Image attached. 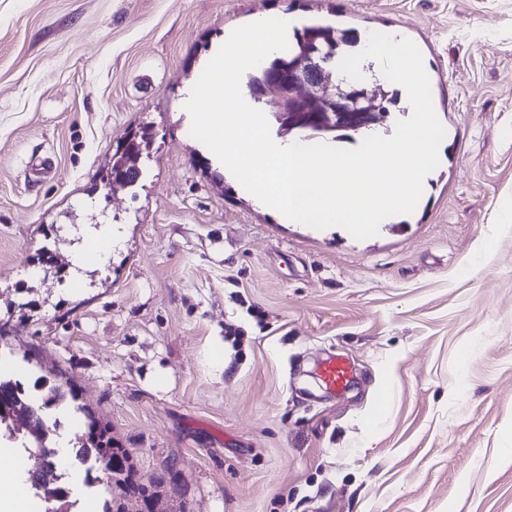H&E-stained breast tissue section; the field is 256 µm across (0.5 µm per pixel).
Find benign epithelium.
Listing matches in <instances>:
<instances>
[{
	"instance_id": "obj_1",
	"label": "benign epithelium",
	"mask_w": 512,
	"mask_h": 512,
	"mask_svg": "<svg viewBox=\"0 0 512 512\" xmlns=\"http://www.w3.org/2000/svg\"><path fill=\"white\" fill-rule=\"evenodd\" d=\"M333 58L322 61L309 58L296 66H290L270 74L262 83L259 97L277 113L287 125L301 124L318 130L358 131L374 124L381 116L380 102L383 90L370 91L356 80H340L331 83L329 68ZM125 157L118 173L111 176L106 188L116 184L133 183L139 171ZM34 466L28 470L29 479L37 488L50 495L60 494L51 477L55 464L39 454L31 455Z\"/></svg>"
}]
</instances>
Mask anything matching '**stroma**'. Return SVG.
Returning <instances> with one entry per match:
<instances>
[{"label":"stroma","instance_id":"obj_1","mask_svg":"<svg viewBox=\"0 0 512 512\" xmlns=\"http://www.w3.org/2000/svg\"><path fill=\"white\" fill-rule=\"evenodd\" d=\"M285 14L422 54L440 164L376 236L280 223L190 134L211 44ZM86 224L125 240L72 289ZM0 373L70 381L138 484L173 468L163 512H512V0H0ZM86 470L76 512H134ZM140 146L141 142L135 141L127 145L124 153L121 154L120 157H118V152H116L115 160L112 165V173L117 170V165L120 162V160L125 156L126 152L133 154L139 153L141 151ZM133 158L134 157H125L122 159L119 165L118 173H115L113 176L111 175L110 181L107 182L106 184V188L112 190V188H115V184L128 185L133 183L138 178L139 171L137 170V168H135V166L131 164ZM353 364L343 356L323 360L318 367L321 384L332 393L343 392L353 380Z\"/></svg>","mask_w":512,"mask_h":512}]
</instances>
